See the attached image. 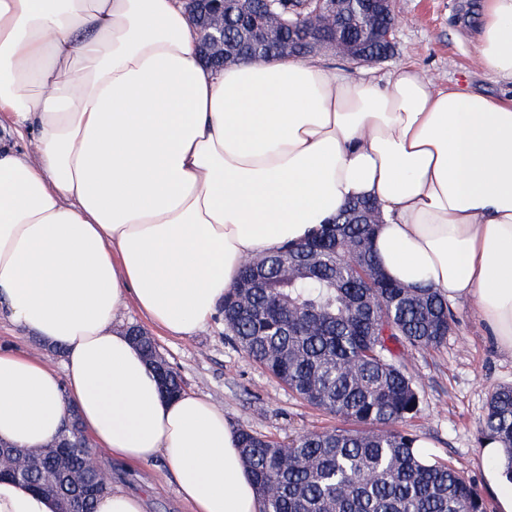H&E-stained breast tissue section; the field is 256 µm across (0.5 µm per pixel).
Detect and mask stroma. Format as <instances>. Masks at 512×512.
<instances>
[{
	"mask_svg": "<svg viewBox=\"0 0 512 512\" xmlns=\"http://www.w3.org/2000/svg\"><path fill=\"white\" fill-rule=\"evenodd\" d=\"M482 0H393L401 25L393 55L373 64H355L322 53V60L353 80L385 82L411 64L440 88H458L495 98L512 96V85L481 67L475 47ZM456 322L445 342L431 350L400 349L414 378L420 406L396 423L397 431L432 444L428 455L450 462L477 486H484L479 460L481 427L491 393L512 384V355L502 352L489 328L467 304L454 305ZM126 327L153 335L161 355L180 374L185 390L210 397L238 429L278 440L341 426L342 421L297 398L283 383L236 350L224 321L214 318L193 336L174 338L155 331L135 310L123 315ZM100 467L112 487L140 495L146 512H189L162 459L127 470L109 458Z\"/></svg>",
	"mask_w": 512,
	"mask_h": 512,
	"instance_id": "obj_1",
	"label": "stroma"
}]
</instances>
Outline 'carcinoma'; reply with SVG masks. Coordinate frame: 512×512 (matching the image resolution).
Wrapping results in <instances>:
<instances>
[{"label":"carcinoma","mask_w":512,"mask_h":512,"mask_svg":"<svg viewBox=\"0 0 512 512\" xmlns=\"http://www.w3.org/2000/svg\"><path fill=\"white\" fill-rule=\"evenodd\" d=\"M283 41L302 35L328 41L326 7L315 0H242L224 4L226 57L204 55L214 66L275 52L252 42L253 6ZM366 0L340 13L339 40L364 54L384 50L365 36ZM380 219L375 204L357 200L323 226V245L307 259L311 242L287 245L244 265L224 296V330L234 346L303 401L354 424L312 431L285 444L238 430V447L262 503V512H487L477 486L451 465L421 459L416 438L391 426L418 412L413 377L394 347L428 350L441 345L455 319L437 292L417 291L377 271L371 239ZM153 365H165L172 389L182 381L157 346L130 331ZM482 438L498 441V461L512 480V386L490 396ZM74 447L33 453L26 477L15 481L61 500L78 493L86 440L60 430Z\"/></svg>","instance_id":"obj_1"}]
</instances>
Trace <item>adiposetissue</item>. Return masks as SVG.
<instances>
[{"label":"adipose tissue","mask_w":512,"mask_h":512,"mask_svg":"<svg viewBox=\"0 0 512 512\" xmlns=\"http://www.w3.org/2000/svg\"><path fill=\"white\" fill-rule=\"evenodd\" d=\"M182 0H0V318L63 371L0 347V442L36 450L76 410L125 464L163 459L190 512H261L208 397L161 395L120 317L186 338L243 264L377 202L385 276L467 303L512 355V99L385 84L318 60L215 71ZM476 52L512 82V0H484ZM29 139L32 156L19 149ZM480 460L498 512L512 480ZM0 512H58L0 480Z\"/></svg>","instance_id":"adipose-tissue-1"}]
</instances>
